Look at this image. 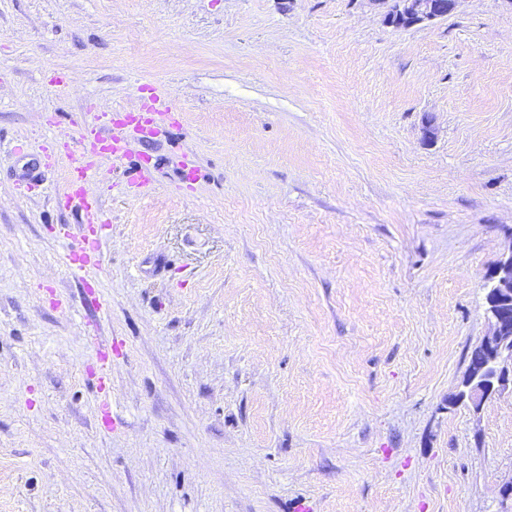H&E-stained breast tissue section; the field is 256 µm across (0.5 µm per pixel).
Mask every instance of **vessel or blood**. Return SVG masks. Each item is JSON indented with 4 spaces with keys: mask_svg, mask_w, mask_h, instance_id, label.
<instances>
[{
    "mask_svg": "<svg viewBox=\"0 0 512 512\" xmlns=\"http://www.w3.org/2000/svg\"><path fill=\"white\" fill-rule=\"evenodd\" d=\"M144 108L152 113L153 122L158 121L171 126L177 123L176 105L163 96L152 95L145 102ZM152 124L142 122L134 113L126 112L119 119L97 120L84 127L81 138L87 146L89 158L78 167L76 179L70 180L57 198L58 205L75 208L82 215L80 235L65 255L67 264L74 271L79 272L87 265L99 263V233L107 225V216L102 206L84 190L85 182L96 170L93 154L103 150L115 157L124 156L127 131L132 130L141 136L149 137L154 133ZM149 180L150 171L147 163H136L126 169L121 187L131 193L133 198L139 199L142 198L143 188Z\"/></svg>",
    "mask_w": 512,
    "mask_h": 512,
    "instance_id": "1",
    "label": "vessel or blood"
}]
</instances>
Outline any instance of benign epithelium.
<instances>
[{
    "label": "benign epithelium",
    "mask_w": 512,
    "mask_h": 512,
    "mask_svg": "<svg viewBox=\"0 0 512 512\" xmlns=\"http://www.w3.org/2000/svg\"><path fill=\"white\" fill-rule=\"evenodd\" d=\"M386 3L387 24L395 29L432 24L444 20L455 9L457 0H371ZM486 314L491 331L480 341L490 354L496 371L493 381L484 377L485 363L470 362L462 378V389L452 398L454 403L467 402L478 409L505 384L512 381V243L492 269V285L486 295Z\"/></svg>",
    "instance_id": "1"
}]
</instances>
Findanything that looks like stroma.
Here are the masks:
<instances>
[{
    "label": "stroma",
    "instance_id": "obj_1",
    "mask_svg": "<svg viewBox=\"0 0 512 512\" xmlns=\"http://www.w3.org/2000/svg\"><path fill=\"white\" fill-rule=\"evenodd\" d=\"M386 10L0 0V512H512V386L448 403L512 243V0ZM154 93L180 125L128 137L143 200L99 157L73 272L79 133ZM458 0H371L389 3L385 14L387 24L395 29L432 24L451 15ZM150 180V171L148 163H135L125 170V178L121 183L115 184L114 187H120L131 193L135 199L144 196L143 187Z\"/></svg>",
    "mask_w": 512,
    "mask_h": 512
}]
</instances>
